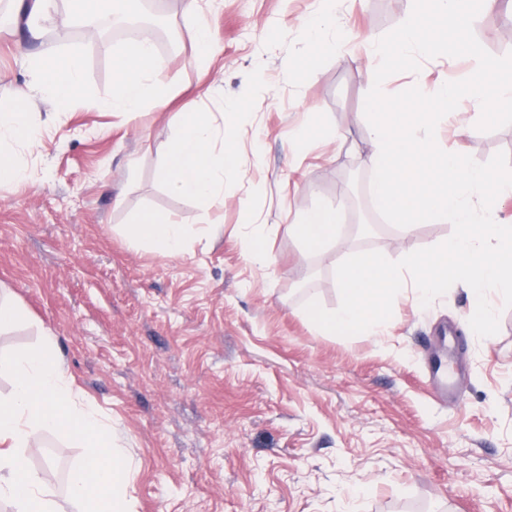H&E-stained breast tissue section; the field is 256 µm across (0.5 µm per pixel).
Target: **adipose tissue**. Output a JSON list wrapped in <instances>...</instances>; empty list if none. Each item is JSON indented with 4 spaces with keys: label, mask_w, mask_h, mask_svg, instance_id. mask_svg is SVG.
<instances>
[{
    "label": "adipose tissue",
    "mask_w": 512,
    "mask_h": 512,
    "mask_svg": "<svg viewBox=\"0 0 512 512\" xmlns=\"http://www.w3.org/2000/svg\"><path fill=\"white\" fill-rule=\"evenodd\" d=\"M27 64L36 78V87L18 89L12 103L0 109V142L35 144L36 134L25 109L33 90L42 91L54 107L63 110L71 106L74 92L83 82L84 63L74 53L60 58L44 51L29 56ZM164 68L151 36L141 35L112 54L116 82L111 99H88L87 108L136 114L164 106L173 90ZM240 170L234 131L216 133L210 113H185L162 168V177L169 186L177 193L217 204L224 200L225 173ZM340 227L341 216L336 207L315 206L304 210L299 222L289 225L288 233L304 251L310 252L335 242ZM125 233L131 243L177 256L184 250L188 229L169 217L147 212L127 225Z\"/></svg>",
    "instance_id": "ef3b65f1"
}]
</instances>
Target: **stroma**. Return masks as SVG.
<instances>
[{"label":"stroma","mask_w":512,"mask_h":512,"mask_svg":"<svg viewBox=\"0 0 512 512\" xmlns=\"http://www.w3.org/2000/svg\"><path fill=\"white\" fill-rule=\"evenodd\" d=\"M156 6L172 44L155 50L174 89L133 120L84 105L111 98L125 38L60 36V13L36 40L18 14L0 32V104L32 85L27 54L84 60L81 103L57 111L33 96L38 144L12 147L27 179L0 187V292L30 314L0 334V353L54 336L128 459L126 512H512V308L502 298L499 331L485 338L458 284L425 308L403 288L379 335L333 334L305 314L312 300L339 307L335 270L347 257L396 261L453 233L448 223L391 230L370 196L365 39L394 29L411 0H344L322 34L343 55L322 56L303 80L294 68L317 41L301 25L320 0H209V58L196 53L182 0ZM473 32L492 55L512 52V0L476 17ZM475 67L425 59L382 90H424ZM187 112L238 134L242 172L225 175L223 204L160 178ZM438 137L480 163L512 156V125L462 135L451 119ZM316 205L337 207L343 226L337 243L304 255L287 227ZM145 210L188 225L182 255L130 243L124 230ZM256 231L263 265L246 246ZM84 454L51 431L27 451L62 512L79 507L53 478Z\"/></svg>","instance_id":"obj_1"}]
</instances>
